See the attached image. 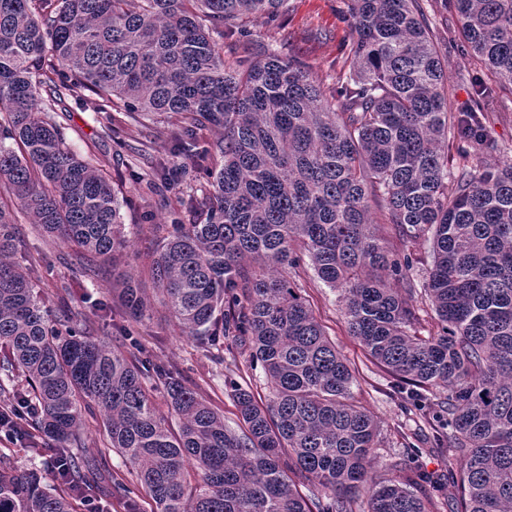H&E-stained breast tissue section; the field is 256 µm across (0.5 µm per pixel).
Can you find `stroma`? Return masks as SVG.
Here are the masks:
<instances>
[{"mask_svg":"<svg viewBox=\"0 0 512 512\" xmlns=\"http://www.w3.org/2000/svg\"><path fill=\"white\" fill-rule=\"evenodd\" d=\"M431 29L432 39L441 57L448 63L445 95L450 105L462 108L475 97L474 77L480 74V64L461 40V22L446 0H419ZM341 0H287L275 23L249 19L243 21L244 45L225 43L224 62L234 64L243 52L260 56L267 47H275L282 56L296 59L309 68L323 88L335 86L339 75L348 70L347 57L352 31L341 14ZM66 129L69 148L78 157L102 169L129 206L123 207L125 230L138 255L131 269L143 274L151 256L158 252L166 236L161 225L169 212H179L183 223H194L187 202L199 190L190 154L171 151L176 131L173 118L161 116L134 122L125 113L105 117L98 110L95 96L68 100L66 112L60 113ZM120 131L119 140L104 132L105 123ZM485 133L492 144L484 162L494 165L512 160V93L499 92L490 100L484 114ZM148 143L149 156L135 160L134 150ZM163 162L179 173L175 188L161 196L144 195L146 175L151 162ZM15 219L22 242L28 246L26 265L38 287L49 296L63 295L65 303L81 309L90 320L92 336H101L98 319L101 308L112 304V267L102 265L91 271L83 282H76L71 268L78 261L76 247L61 243L39 232L23 212ZM295 282L312 308L315 317L337 351L353 371L351 392L355 401L367 409L380 425L381 445L374 451L376 478L398 476L405 463L420 464L426 471L437 474L448 469H461V462H449L447 454L429 451V423L421 418L405 394L399 393L388 372L376 364L362 344L351 336L343 302L338 291L321 281L311 266L299 268ZM114 327L131 328L137 342L153 360L176 366L186 386L199 393L224 415L230 429H237V410L229 387L230 382L248 384L258 399H266L269 390L261 366L248 354H225L223 362L200 348L192 337L182 335L161 305H154L149 316L133 321L125 315H114ZM88 428L89 454L101 472L128 471V463L115 451L107 448L99 416L84 414Z\"/></svg>","mask_w":512,"mask_h":512,"instance_id":"stroma-1","label":"stroma"}]
</instances>
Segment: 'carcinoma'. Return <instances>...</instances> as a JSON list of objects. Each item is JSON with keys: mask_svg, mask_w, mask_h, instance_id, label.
I'll return each mask as SVG.
<instances>
[{"mask_svg": "<svg viewBox=\"0 0 512 512\" xmlns=\"http://www.w3.org/2000/svg\"><path fill=\"white\" fill-rule=\"evenodd\" d=\"M354 39L349 72L331 95L293 59L224 65L218 40L241 42V17L279 18L286 0H0V186L45 233L87 261L131 252L123 201L111 182L66 145L56 113L90 93L99 111L177 116L173 151L212 128L224 137L194 154L197 222L172 218L148 263L156 297L191 336L224 360L248 342L271 389L267 402L233 383L241 427L185 386L179 373L86 335L87 316L51 318L14 259L11 213L0 206V398L36 409L19 424L30 452L64 462L59 493L33 469L0 457V512H74L97 488L83 410L95 408L107 444L132 466L156 512H512V163L483 166L485 93L512 92V0H453L462 36L486 70L464 110L448 105L445 61L418 0H342ZM459 141L448 168L440 144ZM170 170H154L160 193ZM402 239L428 243L423 291L442 328L422 338L410 267L390 256L370 203ZM306 257L339 289L351 335L414 406L442 394L448 432L444 483L424 469L370 475L380 427L351 395L353 373L289 278ZM404 284L407 294L390 280ZM123 313L152 310L141 281L123 275ZM24 376L27 391L7 386ZM163 387L178 430L146 381ZM308 483L301 494L294 478ZM426 486L425 498L417 489Z\"/></svg>", "mask_w": 512, "mask_h": 512, "instance_id": "obj_1", "label": "carcinoma"}]
</instances>
